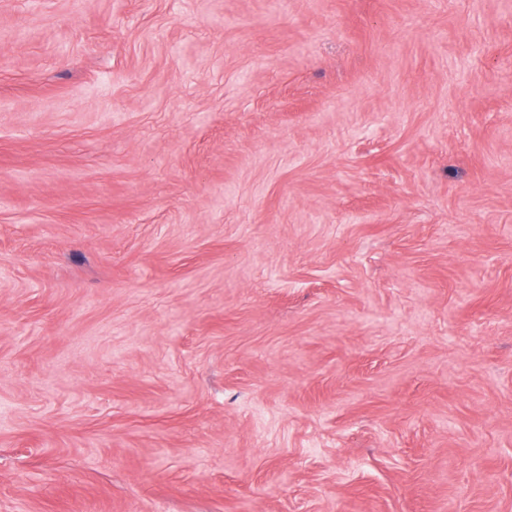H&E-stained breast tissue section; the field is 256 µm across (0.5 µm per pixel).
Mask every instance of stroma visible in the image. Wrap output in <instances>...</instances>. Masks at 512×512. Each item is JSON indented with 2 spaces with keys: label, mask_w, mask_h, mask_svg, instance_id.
<instances>
[{
  "label": "stroma",
  "mask_w": 512,
  "mask_h": 512,
  "mask_svg": "<svg viewBox=\"0 0 512 512\" xmlns=\"http://www.w3.org/2000/svg\"><path fill=\"white\" fill-rule=\"evenodd\" d=\"M0 512H512V0H0Z\"/></svg>",
  "instance_id": "35a3bbf8"
}]
</instances>
